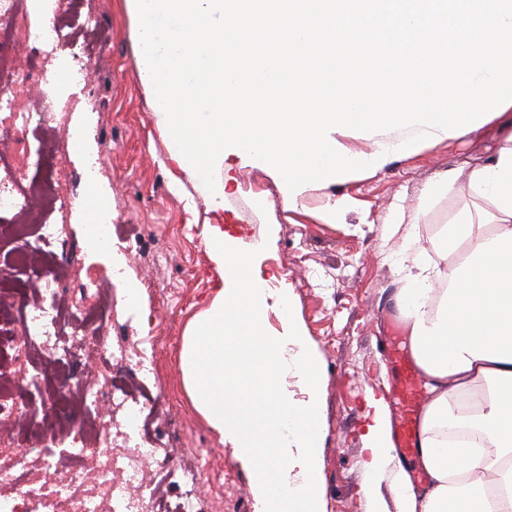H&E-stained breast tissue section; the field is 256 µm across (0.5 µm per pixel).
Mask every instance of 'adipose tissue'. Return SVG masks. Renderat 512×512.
<instances>
[{"instance_id":"1","label":"adipose tissue","mask_w":512,"mask_h":512,"mask_svg":"<svg viewBox=\"0 0 512 512\" xmlns=\"http://www.w3.org/2000/svg\"><path fill=\"white\" fill-rule=\"evenodd\" d=\"M500 121L506 145L467 175L494 206L493 230L482 232L467 216L445 225L436 248L456 257L445 287L418 260L408 287L394 296L428 386L416 458L426 480L415 484L398 469L392 487L399 512H512V107ZM203 239L220 284L185 335L186 388L253 472L258 512H323L318 355L287 289L273 294L265 286L264 245L241 249L221 224H205ZM466 241L470 249L460 251ZM273 304L280 328L271 332L265 323ZM291 376L306 400L289 398ZM477 383L488 388L480 402L452 404ZM368 407L365 493L371 512H385L380 475L394 447L392 423L381 399L369 397Z\"/></svg>"}]
</instances>
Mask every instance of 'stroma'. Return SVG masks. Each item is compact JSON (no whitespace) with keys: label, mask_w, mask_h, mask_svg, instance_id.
Returning a JSON list of instances; mask_svg holds the SVG:
<instances>
[{"label":"stroma","mask_w":512,"mask_h":512,"mask_svg":"<svg viewBox=\"0 0 512 512\" xmlns=\"http://www.w3.org/2000/svg\"><path fill=\"white\" fill-rule=\"evenodd\" d=\"M52 20L70 27L96 66L72 94L61 95L66 111L27 132L29 139L50 143L67 141L77 130L87 144L53 174L69 207L62 211L39 198L32 215L70 224L75 236L68 256L40 258L29 271L0 263V275L19 281L33 299L42 274L81 262L108 269L101 254H85L77 207L88 184L108 194L113 234L134 237L146 231L155 243L126 264L128 277L143 288L142 310L122 306L118 312L139 335L159 338L154 355L169 431L164 451L177 465L192 455L209 460L198 488L204 512H256L250 470L193 404L180 361L187 327L209 307L220 282L202 237L204 224L215 216L190 181L177 178L156 125L151 92L136 65L125 0H27L22 23L37 29ZM501 145L500 127L491 121L416 153L393 152L384 168L309 185L288 211L264 163L232 169L238 183L224 196V221L241 246L267 240V286L288 289L296 320L320 355L324 512H370L363 491L362 434L367 393L394 402V377L384 363L382 340L395 314L392 295L405 287L417 256L430 263L437 283L447 282L455 259L434 248L441 228L465 209L485 216L493 211L487 198L462 182L430 199L425 188L448 170H470Z\"/></svg>","instance_id":"1"}]
</instances>
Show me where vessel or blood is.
<instances>
[{
    "label": "vessel or blood",
    "mask_w": 512,
    "mask_h": 512,
    "mask_svg": "<svg viewBox=\"0 0 512 512\" xmlns=\"http://www.w3.org/2000/svg\"><path fill=\"white\" fill-rule=\"evenodd\" d=\"M387 360L396 373L397 404L400 420L396 430L398 451L414 454L417 446L419 378L413 361L396 346H389Z\"/></svg>",
    "instance_id": "b4317fda"
}]
</instances>
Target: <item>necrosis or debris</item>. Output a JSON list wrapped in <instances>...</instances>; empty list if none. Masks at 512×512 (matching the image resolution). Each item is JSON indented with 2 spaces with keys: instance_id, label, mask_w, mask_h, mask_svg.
Instances as JSON below:
<instances>
[{
  "instance_id": "4bbe7bcc",
  "label": "necrosis or debris",
  "mask_w": 512,
  "mask_h": 512,
  "mask_svg": "<svg viewBox=\"0 0 512 512\" xmlns=\"http://www.w3.org/2000/svg\"><path fill=\"white\" fill-rule=\"evenodd\" d=\"M23 0H0V119L10 133V150L0 154V213L29 209L35 194L52 196L56 188L37 182L47 164L46 149L32 147L24 131L32 115L18 103L35 82V74L15 68L7 54L10 45L30 39L18 17ZM15 234L32 238L34 249L66 252L73 238L71 225L50 220L35 229L19 224ZM38 303L18 302L16 320L22 332L10 340L7 355L11 374L0 372V476L10 477L11 494L0 493L5 512H196L197 488L206 461L171 467L157 458L165 432L157 417L161 398L154 360L124 334L110 335V318L99 315L74 323L65 305L61 280L40 279ZM50 356L60 372L29 369L31 353ZM112 378L78 393L89 427L76 426L66 434L67 450L57 457L42 443L34 457L13 454L14 438L6 423L26 417L32 397L48 395L54 384L79 378L86 357ZM106 416H99V407Z\"/></svg>"
}]
</instances>
